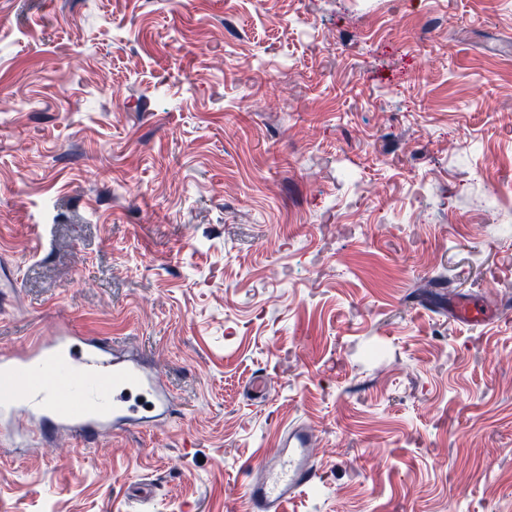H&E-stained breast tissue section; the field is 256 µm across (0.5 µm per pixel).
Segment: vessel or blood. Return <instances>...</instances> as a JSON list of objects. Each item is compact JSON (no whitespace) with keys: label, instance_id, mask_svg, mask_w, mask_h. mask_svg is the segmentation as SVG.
I'll return each mask as SVG.
<instances>
[{"label":"vessel or blood","instance_id":"1","mask_svg":"<svg viewBox=\"0 0 512 512\" xmlns=\"http://www.w3.org/2000/svg\"><path fill=\"white\" fill-rule=\"evenodd\" d=\"M171 415L159 373L141 359L115 355L106 339L82 336L73 325L56 323L49 337L0 353V444L25 448L67 434L88 445L111 432L165 423ZM316 473L310 431L288 427L244 489L250 512H282Z\"/></svg>","mask_w":512,"mask_h":512}]
</instances>
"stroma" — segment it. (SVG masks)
<instances>
[{"label":"stroma","instance_id":"35a3bbf8","mask_svg":"<svg viewBox=\"0 0 512 512\" xmlns=\"http://www.w3.org/2000/svg\"><path fill=\"white\" fill-rule=\"evenodd\" d=\"M0 346L56 318L177 411L0 452V512H512V0H0ZM446 268L440 306L409 300ZM488 316L463 323L454 305ZM277 447L262 459L244 489L251 512H281L288 498L316 478L312 434L306 427L294 425L282 431Z\"/></svg>","mask_w":512,"mask_h":512}]
</instances>
